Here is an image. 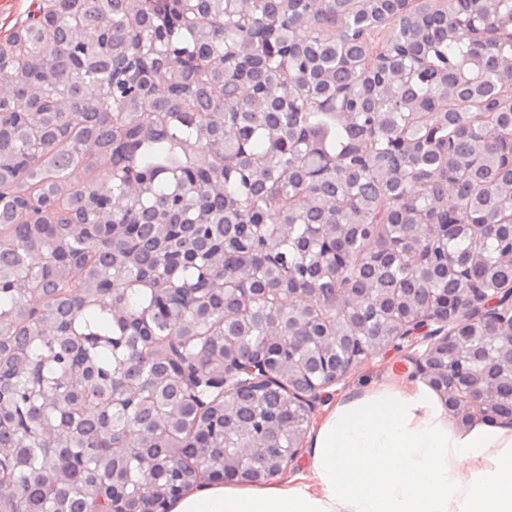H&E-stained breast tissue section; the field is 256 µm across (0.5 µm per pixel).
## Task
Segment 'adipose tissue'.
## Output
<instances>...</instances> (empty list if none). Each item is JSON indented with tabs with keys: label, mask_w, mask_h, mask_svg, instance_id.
Returning <instances> with one entry per match:
<instances>
[{
	"label": "adipose tissue",
	"mask_w": 512,
	"mask_h": 512,
	"mask_svg": "<svg viewBox=\"0 0 512 512\" xmlns=\"http://www.w3.org/2000/svg\"><path fill=\"white\" fill-rule=\"evenodd\" d=\"M312 481H202L169 512H512V427H449L416 382L344 396L311 437Z\"/></svg>",
	"instance_id": "1"
}]
</instances>
